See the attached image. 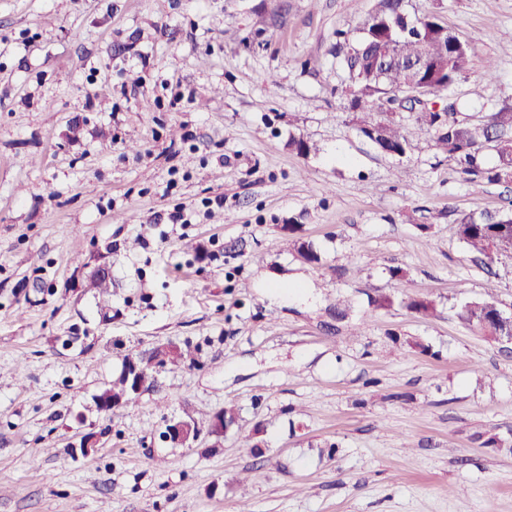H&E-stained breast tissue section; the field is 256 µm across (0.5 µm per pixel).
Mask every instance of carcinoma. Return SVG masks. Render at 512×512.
<instances>
[{
    "label": "carcinoma",
    "instance_id": "cac0c4a2",
    "mask_svg": "<svg viewBox=\"0 0 512 512\" xmlns=\"http://www.w3.org/2000/svg\"><path fill=\"white\" fill-rule=\"evenodd\" d=\"M417 26L408 17L404 0H380V8L366 20L359 37L343 57V66L354 88L353 107L358 131L386 154L403 156L409 140L401 126L383 110L381 99L391 94L425 92L424 99L449 92L469 71L470 52L451 30L434 18L408 36ZM446 112H420L417 121L433 134L436 146L456 159L463 173L497 182L512 177V110L491 112L477 120L458 118L457 100L449 97ZM495 149L497 165L483 169L478 154ZM455 234L486 265L512 255V212L493 217L464 216L454 225ZM493 289L486 297L461 306L458 317L472 331L495 339L512 336V321L493 315Z\"/></svg>",
    "mask_w": 512,
    "mask_h": 512
}]
</instances>
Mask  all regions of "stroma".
Here are the masks:
<instances>
[{
	"instance_id": "stroma-1",
	"label": "stroma",
	"mask_w": 512,
	"mask_h": 512,
	"mask_svg": "<svg viewBox=\"0 0 512 512\" xmlns=\"http://www.w3.org/2000/svg\"><path fill=\"white\" fill-rule=\"evenodd\" d=\"M379 2L0 0V512H512V343L458 318L512 316V258L452 230L512 180L406 109L404 156L358 133L340 59ZM405 11L468 45L467 115L512 109V0ZM163 345L194 359L99 412ZM495 308L493 295L488 293L484 299L462 305L458 317L472 331L484 336L495 339L501 336H512V318L510 322L506 317L503 320L496 318L493 315ZM199 428H193L184 421L169 423L166 425L162 436L166 441L181 445H190L199 437Z\"/></svg>"
}]
</instances>
